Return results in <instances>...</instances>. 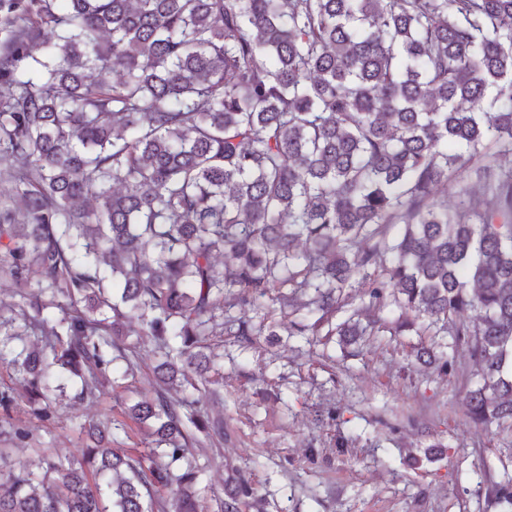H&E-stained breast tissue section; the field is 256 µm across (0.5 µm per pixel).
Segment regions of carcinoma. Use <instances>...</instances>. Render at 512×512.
I'll use <instances>...</instances> for the list:
<instances>
[{
	"mask_svg": "<svg viewBox=\"0 0 512 512\" xmlns=\"http://www.w3.org/2000/svg\"><path fill=\"white\" fill-rule=\"evenodd\" d=\"M0 22V408L45 422L70 382L117 387L134 320L159 353L121 418L73 423L81 456L0 448V512H199L208 342L276 335L284 288L312 348L388 306L393 335L449 337L421 352L439 374L466 346L468 417L512 427V0H0ZM478 162L495 202L471 224L436 193ZM133 424L143 449L112 447ZM488 495L512 504V476ZM258 503L237 471L219 510Z\"/></svg>",
	"mask_w": 512,
	"mask_h": 512,
	"instance_id": "1",
	"label": "carcinoma"
}]
</instances>
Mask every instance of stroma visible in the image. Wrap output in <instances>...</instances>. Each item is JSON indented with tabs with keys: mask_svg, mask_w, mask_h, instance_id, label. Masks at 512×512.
Returning a JSON list of instances; mask_svg holds the SVG:
<instances>
[{
	"mask_svg": "<svg viewBox=\"0 0 512 512\" xmlns=\"http://www.w3.org/2000/svg\"><path fill=\"white\" fill-rule=\"evenodd\" d=\"M417 336L366 337L355 357L337 343L311 348L303 339L239 346L224 338V428L220 448L207 449L204 505L217 512L227 465L256 484L263 512H512L487 498V486L512 472V428L485 432L465 414L476 367L459 349L456 376L440 378L416 360ZM335 407L315 423L316 409ZM112 395L69 401L51 423L25 408L0 413V448L38 466L44 450L77 455L73 422L119 413ZM16 426L34 431L26 446H8ZM440 454L425 460L426 447Z\"/></svg>",
	"mask_w": 512,
	"mask_h": 512,
	"instance_id": "1",
	"label": "stroma"
}]
</instances>
